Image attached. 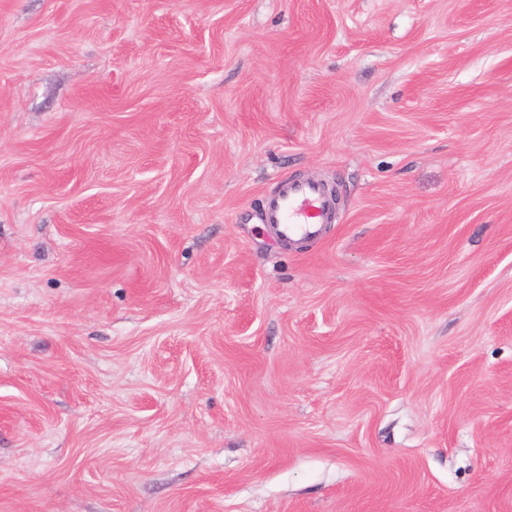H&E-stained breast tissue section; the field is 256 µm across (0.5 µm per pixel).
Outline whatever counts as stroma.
I'll return each mask as SVG.
<instances>
[{
  "mask_svg": "<svg viewBox=\"0 0 512 512\" xmlns=\"http://www.w3.org/2000/svg\"><path fill=\"white\" fill-rule=\"evenodd\" d=\"M0 512H512V0H0ZM336 211V199L318 182L279 180L263 205L260 223L285 242L316 239Z\"/></svg>",
  "mask_w": 512,
  "mask_h": 512,
  "instance_id": "stroma-1",
  "label": "stroma"
}]
</instances>
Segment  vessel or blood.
I'll use <instances>...</instances> for the list:
<instances>
[{"label": "vessel or blood", "instance_id": "1", "mask_svg": "<svg viewBox=\"0 0 512 512\" xmlns=\"http://www.w3.org/2000/svg\"><path fill=\"white\" fill-rule=\"evenodd\" d=\"M335 210L336 200L323 184L283 178L266 199L260 221L282 241L310 240L320 236Z\"/></svg>", "mask_w": 512, "mask_h": 512}]
</instances>
